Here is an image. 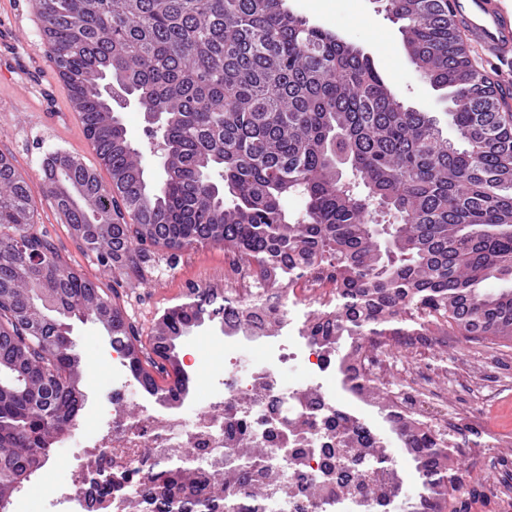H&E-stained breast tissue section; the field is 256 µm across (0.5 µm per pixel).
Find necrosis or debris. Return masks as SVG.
I'll return each instance as SVG.
<instances>
[{"label": "necrosis or debris", "mask_w": 512, "mask_h": 512, "mask_svg": "<svg viewBox=\"0 0 512 512\" xmlns=\"http://www.w3.org/2000/svg\"><path fill=\"white\" fill-rule=\"evenodd\" d=\"M262 362L243 367L240 356H225L222 376L209 378L198 403V412L189 417L177 410H157L132 402L125 387L112 390L106 414V433L92 431L86 439L102 449L106 460L126 468L130 484L141 483L153 466L167 463L175 448L188 456L208 457L214 472H225L229 455L242 440L239 422H251L250 434L270 451L288 449L280 458L282 472L295 468L315 478L320 486L323 512H368L356 491L337 493L334 481L322 467L328 456L363 455L375 457V434L370 428L350 432L345 439L336 436V416L347 413L327 383L332 373L328 356L308 353V378L287 387L282 381L285 366L298 357L295 336H264L260 339ZM312 401L320 421L319 430L305 433L288 431L284 421L302 414L304 401Z\"/></svg>", "instance_id": "4bbe7bcc"}]
</instances>
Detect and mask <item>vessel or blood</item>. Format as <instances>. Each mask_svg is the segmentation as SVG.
I'll return each instance as SVG.
<instances>
[{
	"label": "vessel or blood",
	"mask_w": 512,
	"mask_h": 512,
	"mask_svg": "<svg viewBox=\"0 0 512 512\" xmlns=\"http://www.w3.org/2000/svg\"><path fill=\"white\" fill-rule=\"evenodd\" d=\"M450 5L466 39L484 58L512 53V9L505 0H450Z\"/></svg>",
	"instance_id": "b4317fda"
}]
</instances>
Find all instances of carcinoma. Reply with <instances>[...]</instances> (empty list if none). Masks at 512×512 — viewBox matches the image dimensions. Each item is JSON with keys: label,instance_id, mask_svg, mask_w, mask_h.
<instances>
[{"label": "carcinoma", "instance_id": "carcinoma-1", "mask_svg": "<svg viewBox=\"0 0 512 512\" xmlns=\"http://www.w3.org/2000/svg\"><path fill=\"white\" fill-rule=\"evenodd\" d=\"M411 63L448 89L458 147L435 119L405 107L368 56L335 32L285 7V0H33L50 67L82 117L105 184L79 157L43 161V198L70 226L112 224L81 237L99 263L145 278L152 256L200 244L224 247L282 298L313 274L331 285L301 335L338 357L353 393L379 392L350 370L362 345H411L457 335L494 345L512 338V105L478 68L448 0H385ZM114 80L164 124L166 176L147 177L140 152L102 94ZM350 169L347 179L340 166ZM82 187L73 200L58 179ZM304 200L290 214L284 201ZM33 190L0 154V499L34 476L82 410V363L68 347V320L102 325L141 388L175 406L189 394L177 342L204 323L247 334L231 320L234 290L192 287L164 312L146 352L117 289L66 265L34 230ZM389 217L378 224L374 215ZM165 384H158L155 375ZM390 399L382 411L415 463L421 491L411 512H446L448 438L415 428ZM246 439L233 482L209 484L177 461L128 489L149 512H257Z\"/></svg>", "mask_w": 512, "mask_h": 512}]
</instances>
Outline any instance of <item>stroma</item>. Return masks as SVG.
<instances>
[{
	"mask_svg": "<svg viewBox=\"0 0 512 512\" xmlns=\"http://www.w3.org/2000/svg\"><path fill=\"white\" fill-rule=\"evenodd\" d=\"M288 8L310 23L329 28L370 56L388 81L392 92L406 107L437 119L445 133L451 102L445 91L434 88L411 63L403 46L401 24L386 11L383 0H286ZM13 36L0 42V68L8 79L0 81V153L11 156L21 175L36 192L35 228L55 243L63 261L84 273L102 288L116 287L110 271L99 266L73 235L69 224L52 204L40 198L43 183L42 158L46 151L61 149L80 157L88 166L97 159L84 130L65 121L71 113L69 92L50 68L46 47L32 0H0V28ZM127 136L140 151L150 179H157L150 128L141 108L122 110ZM234 258L218 245L204 244L184 253L167 268L163 279H149L136 287H118L120 303L142 340L153 336L158 317L183 302L192 285L216 281L227 287L225 271ZM72 338L83 360L85 402L77 427L69 439L55 444L49 462L32 478L37 492L21 489L9 512H67L62 501L68 493L67 470L79 468L89 450L84 433L103 420L102 406L113 386L129 384L132 398L150 403L151 398L110 346L101 325L73 321ZM180 353H193L198 365L190 370L189 400H196L205 375L224 370V334L219 325L207 324L183 337ZM389 393L418 399L435 411V424L448 431L458 451L449 456L448 467L463 479L451 503L456 512H512V341L479 344L461 336L399 350ZM338 399L381 436L404 475L402 495L395 512H406L409 501L420 491L415 466L390 424L370 396L356 397L337 388Z\"/></svg>",
	"mask_w": 512,
	"mask_h": 512,
	"instance_id": "1",
	"label": "stroma"
}]
</instances>
